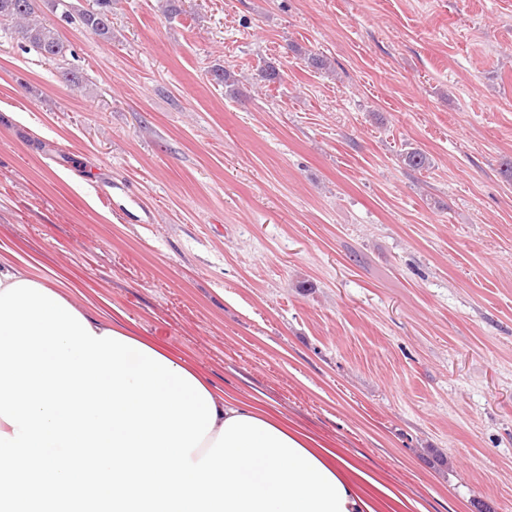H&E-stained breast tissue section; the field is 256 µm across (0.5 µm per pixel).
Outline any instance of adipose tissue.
Segmentation results:
<instances>
[{"instance_id": "1", "label": "adipose tissue", "mask_w": 512, "mask_h": 512, "mask_svg": "<svg viewBox=\"0 0 512 512\" xmlns=\"http://www.w3.org/2000/svg\"><path fill=\"white\" fill-rule=\"evenodd\" d=\"M216 406V429L234 416H248L262 420L302 446L320 461L341 482L346 492L347 512H424L417 501L382 481L372 470L359 464L336 448L318 442L306 432L291 427L287 420L276 417L234 394L211 390ZM209 432L202 444L191 452L192 460H199L214 443L217 434Z\"/></svg>"}]
</instances>
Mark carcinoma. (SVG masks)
Wrapping results in <instances>:
<instances>
[{
	"label": "carcinoma",
	"instance_id": "carcinoma-1",
	"mask_svg": "<svg viewBox=\"0 0 512 512\" xmlns=\"http://www.w3.org/2000/svg\"><path fill=\"white\" fill-rule=\"evenodd\" d=\"M42 0H0V30L8 31L22 40L29 51L48 61H62L66 45L58 30L38 18ZM54 7L78 20L87 31L104 40L112 39V0H93V9L78 7L70 0H51Z\"/></svg>",
	"mask_w": 512,
	"mask_h": 512
}]
</instances>
